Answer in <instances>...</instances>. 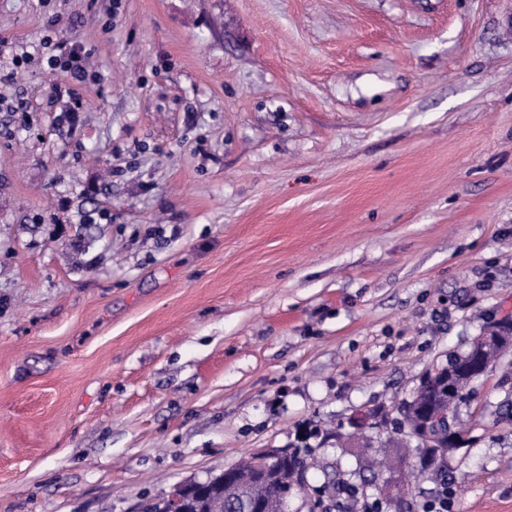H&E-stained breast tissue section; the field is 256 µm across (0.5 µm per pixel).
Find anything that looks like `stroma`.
<instances>
[{"mask_svg": "<svg viewBox=\"0 0 512 512\" xmlns=\"http://www.w3.org/2000/svg\"><path fill=\"white\" fill-rule=\"evenodd\" d=\"M0 512H143L312 431L292 512L512 319V0H0ZM404 512H512V352ZM358 498H319L325 469ZM54 40L51 38L44 42L45 45L49 43L52 45V51L56 54H51L47 58V66L52 71H59L70 77L75 82L84 83L89 74L85 66V57L89 54L85 46L78 41L67 40L57 37ZM231 467L225 468L218 474L210 475L205 480H190L176 485L167 495L168 500L172 503L171 512H181L179 507L183 502L189 500L193 495L200 493L204 488L210 486L217 481H224L226 474Z\"/></svg>", "mask_w": 512, "mask_h": 512, "instance_id": "obj_1", "label": "stroma"}]
</instances>
